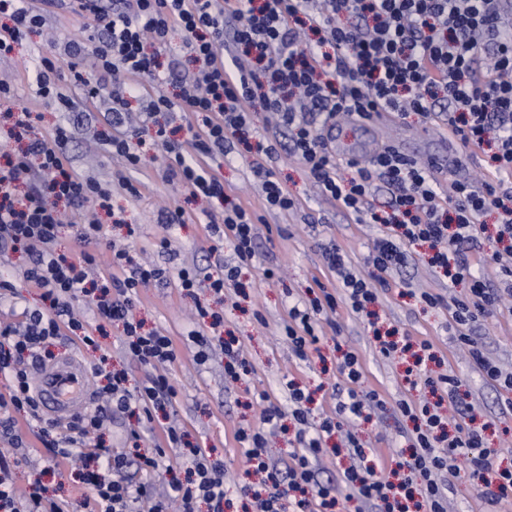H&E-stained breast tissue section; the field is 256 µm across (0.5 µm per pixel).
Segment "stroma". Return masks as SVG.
Masks as SVG:
<instances>
[{"mask_svg":"<svg viewBox=\"0 0 512 512\" xmlns=\"http://www.w3.org/2000/svg\"><path fill=\"white\" fill-rule=\"evenodd\" d=\"M83 27L80 17L52 15L46 21L43 34L31 36L12 58L0 61V75L11 78L14 83V108L41 112L40 130L50 129L61 121L64 110L42 101L32 60L46 36H78ZM71 96L80 110L96 119L95 124L77 130L70 142L68 153L72 164L78 172L103 187H111L113 175L121 164L110 160L97 145L98 119L107 102L102 98H88L77 89ZM381 135L386 145L419 161L424 157L427 144L441 140L446 132L438 123H422L412 115L394 119L388 127L382 128ZM271 168L283 188L299 198V210L290 214L265 210L248 155L230 151L215 168L231 199L263 214L270 226L269 231L260 233L254 265L243 272L241 286L231 298H217L205 291L188 295L173 282L164 287L152 285L140 292L139 318L146 328L171 336L179 353L168 368L177 395L166 412L185 425L192 445L204 448L212 459L223 462L229 499L225 512L251 510L249 502L237 491L245 475L234 431L257 422L259 393L267 392L283 403L287 400L282 388L284 379L293 378L312 387L334 381L331 370L335 366L336 350L330 337H321L320 352L311 355L309 361L298 360L294 355L283 335L289 307L308 299V289L314 282L333 285L334 279L323 256L324 246L338 245L347 254L352 269L362 272L366 269L369 246L381 231L376 224L354 223L334 204L323 199L296 157L281 154ZM139 178L143 183L140 198L120 195L111 198L112 205L121 210V223H113L106 210H98L103 239L133 244L135 259L149 260L168 267L173 273L182 267L211 273L219 263L232 260L230 247L216 248L202 204L189 200L185 189L163 179L160 161L150 162ZM174 203L183 207L184 221L163 228L157 222V212ZM163 236L173 241L171 253H159L156 247L157 240ZM269 268L275 271V278L265 277L264 272ZM425 290L446 298L465 292L464 286L451 288L439 282L424 263L421 249L415 248L407 267L392 273L388 288L379 291L375 309L385 326L396 329L399 335L426 339L435 345L446 358L449 371L460 379L463 390L468 392L478 416L489 422L488 447L497 451L500 460L512 463V414L501 413L499 394L492 383L472 367L463 350L451 342L447 309L431 308L421 302L420 294ZM201 304L222 311L224 334L238 339L244 357L253 367L251 374L236 382L226 381L224 353L217 344L213 345L205 364L196 363L198 345L194 333L200 328L197 307ZM336 323L344 341L355 349L364 363L363 390H377L386 402L384 408L372 411L368 421L356 422L354 431L369 447L387 456L395 454L407 447L413 430L397 403L403 398L420 400L425 391L420 387L410 388L403 379L404 366L400 359L383 358L374 345L370 328L347 307L338 308ZM478 341L501 368L512 371L511 315L504 311L487 315L481 321ZM98 342V350L92 351L61 337L54 341L52 350L56 358L74 355L88 367L103 358L109 365L124 367L133 379L145 378L144 367L127 356L120 328L105 326ZM38 432L36 422H21L19 436L27 450L14 469L17 488H24L33 475L38 474L49 493L57 497L83 494L82 485L74 482L70 472H44L47 452L38 439Z\"/></svg>","mask_w":512,"mask_h":512,"instance_id":"obj_1","label":"stroma"}]
</instances>
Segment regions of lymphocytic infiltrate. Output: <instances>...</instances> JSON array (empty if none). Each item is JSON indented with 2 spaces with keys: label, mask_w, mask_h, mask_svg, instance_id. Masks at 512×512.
Listing matches in <instances>:
<instances>
[{
  "label": "lymphocytic infiltrate",
  "mask_w": 512,
  "mask_h": 512,
  "mask_svg": "<svg viewBox=\"0 0 512 512\" xmlns=\"http://www.w3.org/2000/svg\"><path fill=\"white\" fill-rule=\"evenodd\" d=\"M62 8L85 14V34L49 41L37 56L40 96L67 106L71 100L62 82L94 98L101 78H108L122 91L106 119L107 131L99 135L105 154L126 166L114 190L140 197L136 175L149 153L159 154L164 178L210 204L212 237L237 257L236 265L214 276L180 268L183 292L205 288L223 294L237 287L242 268L256 258L257 218L229 202L212 168L217 156L238 146L252 153L266 209L288 213L300 201L269 168L281 147H288L322 197L355 223L384 228L368 255V274L348 269L339 249H326L338 287L320 286L314 298L289 308L284 331L295 356L308 360L319 342L317 326L334 323L342 304L374 327L380 354L393 356L398 343L377 331L371 306L379 288L387 287L388 275L405 265L408 248L419 246L438 280L467 287L451 304L430 292L422 294V303L447 305L453 342L505 391L501 404L512 412V372L491 362L473 337L480 318L512 299V0H42L38 7L31 0H0V60L40 33L47 15ZM177 35L195 72L177 96H151L145 108L132 113L129 99L147 84L168 82L160 58ZM255 103L275 116L288 143L275 137L251 142L249 108ZM161 112L168 123L184 124L187 138H171L168 124L154 120ZM346 112L414 114L441 123L463 148L486 155L487 175L478 183L453 176L443 183L429 166L391 146L364 165L342 159L323 132ZM4 116L11 125L0 130V254L21 251L27 261L18 280L0 281V303L14 298L21 282L39 289L41 304L24 309L20 321L0 322V438L21 448L17 414L39 423L51 468L80 455L76 476L85 491L61 500L47 495L38 477L17 490L0 454V512H169L173 498L180 512H196L201 501L209 512H224V465L209 461L197 447L182 455L183 426L158 424L152 450L134 460L128 452L104 447L102 431L115 415L150 424L176 395L165 371L178 357L173 341L161 331H144L136 314L141 288L167 280L169 272L139 263L130 248L100 246V224L83 211L90 203L107 206L111 192L72 167L67 144L73 132L67 125L38 131L41 115L27 108H6ZM21 138L26 148L10 154L11 141ZM381 187L389 194L383 210L373 204ZM65 204L82 214L75 234L81 248L71 253L59 248ZM492 212L497 222L490 227L485 217ZM488 237L497 245L489 277L475 272L468 258ZM80 299L90 300L99 323L122 327L127 350L150 373L133 385L126 370L109 371L92 406L63 423L41 413L34 374L52 360L45 345L55 338L67 336L98 349L88 323L74 313ZM414 358L416 375L432 398L399 400L414 435L388 474H381L379 458L365 443L343 429L385 405L377 391L362 390V361L346 349L331 386L333 415L313 419L310 394L291 380L285 384L287 406L260 393L264 407L258 423L235 433L248 477L241 496L257 512H335L341 485L378 512H447V480L462 476L482 500L512 498V464L493 466L482 428L469 423L474 407L459 380L429 369L436 355L428 341H421ZM453 415L467 419V426H450ZM285 419L296 429V446L287 469L280 470L270 464L267 445ZM340 433L349 464L341 469L339 484L318 482L312 463L325 454L326 439ZM173 450L179 451L178 460H171ZM457 459L463 468L454 467ZM162 473L170 477L168 497L154 486Z\"/></svg>",
  "instance_id": "f902f5d3"
}]
</instances>
